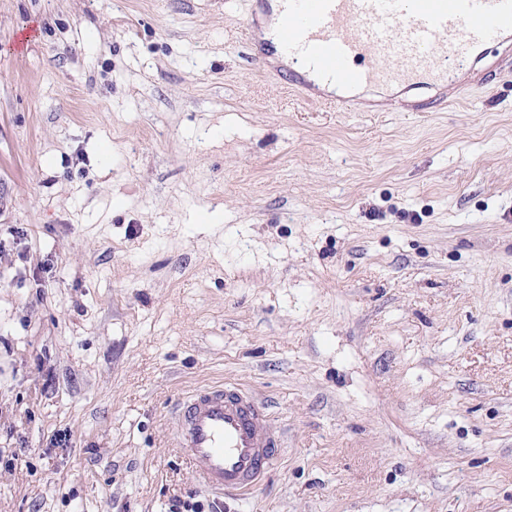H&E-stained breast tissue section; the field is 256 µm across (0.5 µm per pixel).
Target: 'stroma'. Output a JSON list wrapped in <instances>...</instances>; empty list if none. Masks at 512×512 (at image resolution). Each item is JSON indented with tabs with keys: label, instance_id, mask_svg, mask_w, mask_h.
I'll use <instances>...</instances> for the list:
<instances>
[{
	"label": "stroma",
	"instance_id": "1",
	"mask_svg": "<svg viewBox=\"0 0 512 512\" xmlns=\"http://www.w3.org/2000/svg\"><path fill=\"white\" fill-rule=\"evenodd\" d=\"M271 20L0 0V512H512V75L343 112ZM225 382L284 433L244 500L175 445ZM291 79L290 83L300 92L303 94L304 98L312 103L316 104H334L336 107L349 111L348 108L350 106V101L347 100L349 97H346L344 95H339L336 97V99H327L322 96H318L314 93H312L311 90H316V84L311 81L306 74L300 73V72H291Z\"/></svg>",
	"mask_w": 512,
	"mask_h": 512
}]
</instances>
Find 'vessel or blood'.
<instances>
[{
    "mask_svg": "<svg viewBox=\"0 0 512 512\" xmlns=\"http://www.w3.org/2000/svg\"><path fill=\"white\" fill-rule=\"evenodd\" d=\"M277 48L337 87L405 86L416 109L448 104L458 67L474 81L512 66V0H279ZM176 442L204 488L245 498L284 449L266 406L236 384L178 398Z\"/></svg>",
    "mask_w": 512,
    "mask_h": 512,
    "instance_id": "vessel-or-blood-1",
    "label": "vessel or blood"
}]
</instances>
